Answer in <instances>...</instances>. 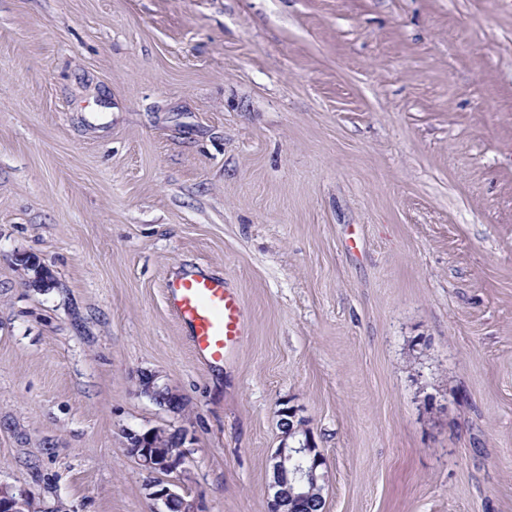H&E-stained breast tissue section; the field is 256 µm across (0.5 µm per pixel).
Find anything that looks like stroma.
Segmentation results:
<instances>
[{"label": "stroma", "instance_id": "35a3bbf8", "mask_svg": "<svg viewBox=\"0 0 512 512\" xmlns=\"http://www.w3.org/2000/svg\"><path fill=\"white\" fill-rule=\"evenodd\" d=\"M285 404L323 512H512V0H0V482L153 512L126 433L182 428V494L267 512ZM165 298L187 331L198 360L224 362V352L244 335L245 312L240 296L222 276L183 273L165 283Z\"/></svg>", "mask_w": 512, "mask_h": 512}]
</instances>
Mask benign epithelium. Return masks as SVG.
Returning a JSON list of instances; mask_svg holds the SVG:
<instances>
[{
    "mask_svg": "<svg viewBox=\"0 0 512 512\" xmlns=\"http://www.w3.org/2000/svg\"><path fill=\"white\" fill-rule=\"evenodd\" d=\"M156 373H145L139 379L140 393L153 399L168 388L159 383ZM281 442L272 457L273 490L268 512H290L289 503L299 502L309 496V486H326L327 462L317 448L312 431L304 420L297 417V410L286 405L280 409ZM127 454L144 470L154 473L168 471L179 473L183 470L185 450L172 452L164 444V433L160 428L145 433H127ZM151 499L162 506L174 503L179 512H200L193 500H188L172 482H155L150 485ZM0 512H39L34 495L27 489L13 485H0Z\"/></svg>",
    "mask_w": 512,
    "mask_h": 512,
    "instance_id": "1",
    "label": "benign epithelium"
}]
</instances>
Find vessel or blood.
Masks as SVG:
<instances>
[{"label":"vessel or blood","mask_w":512,"mask_h":512,"mask_svg":"<svg viewBox=\"0 0 512 512\" xmlns=\"http://www.w3.org/2000/svg\"><path fill=\"white\" fill-rule=\"evenodd\" d=\"M165 298L187 331L197 359L204 363H222L225 352L244 334L243 302L223 277L207 273L170 277Z\"/></svg>","instance_id":"vessel-or-blood-1"}]
</instances>
